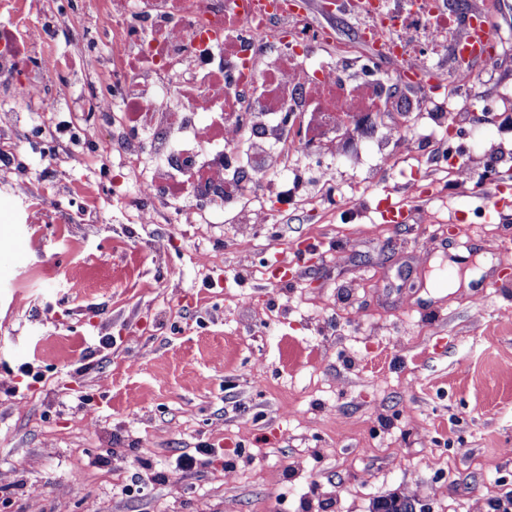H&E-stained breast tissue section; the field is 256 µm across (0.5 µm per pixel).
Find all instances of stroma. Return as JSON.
Instances as JSON below:
<instances>
[{"label": "stroma", "instance_id": "stroma-1", "mask_svg": "<svg viewBox=\"0 0 512 512\" xmlns=\"http://www.w3.org/2000/svg\"><path fill=\"white\" fill-rule=\"evenodd\" d=\"M486 11L504 52L448 151L512 185V0ZM476 124L502 163H475ZM10 149L32 194L0 186V512H512V209L474 181L419 148L408 185L340 163L351 211L296 206L247 251L243 224L132 223L127 182L103 220L17 223L96 174ZM389 187L418 199L403 224ZM294 244L312 259L273 278Z\"/></svg>", "mask_w": 512, "mask_h": 512}]
</instances>
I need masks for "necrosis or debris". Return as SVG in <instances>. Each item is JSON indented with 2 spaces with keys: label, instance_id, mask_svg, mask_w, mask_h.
Returning a JSON list of instances; mask_svg holds the SVG:
<instances>
[{
  "label": "necrosis or debris",
  "instance_id": "necrosis-or-debris-1",
  "mask_svg": "<svg viewBox=\"0 0 512 512\" xmlns=\"http://www.w3.org/2000/svg\"><path fill=\"white\" fill-rule=\"evenodd\" d=\"M355 35L339 39L309 0H50L37 26L0 25V135L40 116L29 140L51 163L111 166L134 180L127 206L137 224L270 223L300 203L296 181L282 179L295 156L319 171L356 169L376 109L392 85H420L409 101L422 123L380 133L374 147L386 170L395 140L436 139L456 105L439 90L449 72L468 74L469 46L482 25L477 0H338ZM75 50L107 58L76 74L55 50L54 34ZM396 63L394 74L356 70L358 46ZM447 45L452 71L435 62Z\"/></svg>",
  "mask_w": 512,
  "mask_h": 512
}]
</instances>
